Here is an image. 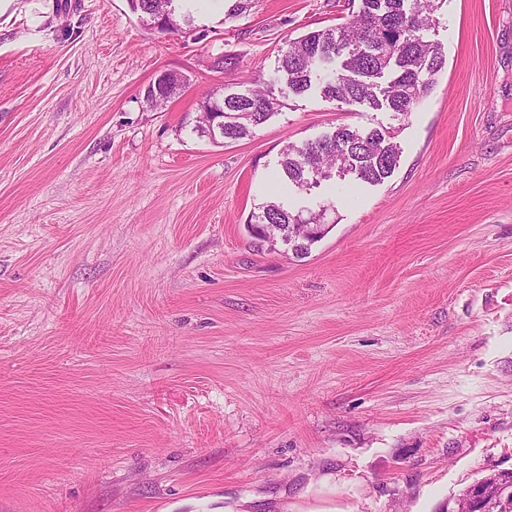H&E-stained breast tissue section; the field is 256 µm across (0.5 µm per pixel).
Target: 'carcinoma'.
Masks as SVG:
<instances>
[{"label": "carcinoma", "instance_id": "carcinoma-1", "mask_svg": "<svg viewBox=\"0 0 512 512\" xmlns=\"http://www.w3.org/2000/svg\"><path fill=\"white\" fill-rule=\"evenodd\" d=\"M175 0H138L142 22ZM361 0L359 11L343 24L311 31L290 39L277 56V72L296 95L322 84L324 98L345 103L385 106L394 112L414 111L446 64L438 45L424 39L434 0ZM342 58L340 70L321 78L319 68ZM280 100L272 89L251 90L224 96V139L238 140L274 115ZM386 130L361 133L339 126L332 134L301 146L289 145L280 165L288 181L306 185L313 178L350 172L367 183H379L399 164V149ZM321 217L307 219L277 203L259 207L249 224H276L288 234L292 224H319Z\"/></svg>", "mask_w": 512, "mask_h": 512}]
</instances>
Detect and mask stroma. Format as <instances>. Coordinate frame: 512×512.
Returning a JSON list of instances; mask_svg holds the SVG:
<instances>
[{"label":"stroma","mask_w":512,"mask_h":512,"mask_svg":"<svg viewBox=\"0 0 512 512\" xmlns=\"http://www.w3.org/2000/svg\"><path fill=\"white\" fill-rule=\"evenodd\" d=\"M178 13L0 0V512H437L512 469V0H441L414 112L314 88L227 143L200 100L347 17ZM166 70L189 82L149 106ZM340 125L393 131V174L284 186ZM271 201L328 233L256 247Z\"/></svg>","instance_id":"stroma-1"}]
</instances>
